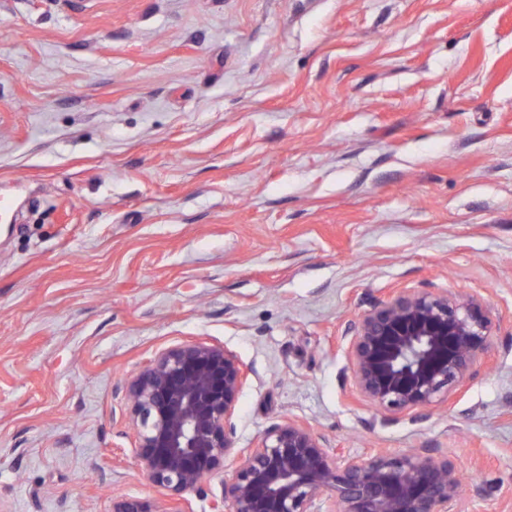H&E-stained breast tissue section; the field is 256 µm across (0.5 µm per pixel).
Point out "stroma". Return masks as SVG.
Listing matches in <instances>:
<instances>
[{
	"label": "stroma",
	"mask_w": 512,
	"mask_h": 512,
	"mask_svg": "<svg viewBox=\"0 0 512 512\" xmlns=\"http://www.w3.org/2000/svg\"><path fill=\"white\" fill-rule=\"evenodd\" d=\"M396 289L492 334L383 423L337 338ZM188 342L251 373L239 447L443 448L512 512V0H0V512L165 501L123 383Z\"/></svg>",
	"instance_id": "obj_1"
}]
</instances>
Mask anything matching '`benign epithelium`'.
Returning a JSON list of instances; mask_svg holds the SVG:
<instances>
[{
    "label": "benign epithelium",
    "mask_w": 512,
    "mask_h": 512,
    "mask_svg": "<svg viewBox=\"0 0 512 512\" xmlns=\"http://www.w3.org/2000/svg\"><path fill=\"white\" fill-rule=\"evenodd\" d=\"M491 325L474 298L413 290L373 301L339 341L356 393L387 421L447 402L473 376ZM249 376L233 351L199 342L130 375L127 419L151 484L185 500L227 466L212 512H465L459 467L441 448L352 456L292 418L238 447L232 419ZM111 512L167 510L121 497Z\"/></svg>",
    "instance_id": "benign-epithelium-1"
}]
</instances>
